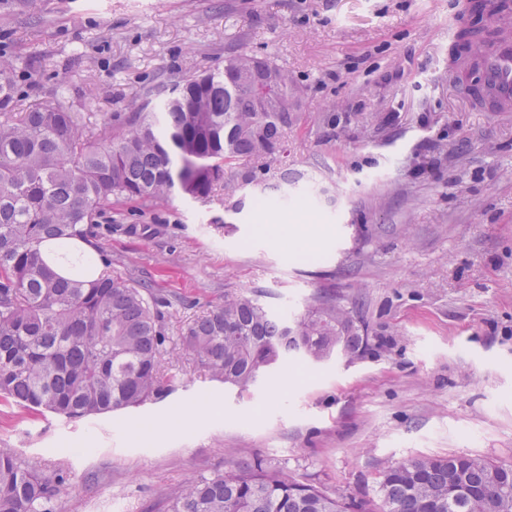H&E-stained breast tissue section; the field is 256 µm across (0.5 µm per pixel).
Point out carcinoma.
I'll return each mask as SVG.
<instances>
[{
	"instance_id": "carcinoma-1",
	"label": "carcinoma",
	"mask_w": 512,
	"mask_h": 512,
	"mask_svg": "<svg viewBox=\"0 0 512 512\" xmlns=\"http://www.w3.org/2000/svg\"><path fill=\"white\" fill-rule=\"evenodd\" d=\"M484 27L460 33L472 51ZM274 70L283 94L300 92L287 69L246 51L224 67L184 76L161 112L150 101L96 131L57 90L18 111L17 62L0 56V397L27 411L69 419L159 399L165 342L163 304L141 285L103 274L62 278L40 255L47 238L84 239L122 201L198 200L221 186L230 198L266 181L294 112H255L230 83L233 71ZM183 348L207 373L242 390L298 358L320 362L338 350L360 356L368 327L327 293L288 318L236 294L190 323ZM32 459L0 451V512H55L65 483ZM379 512H512V465L464 454L423 456L384 471ZM163 512H374L364 501L271 472L259 459L188 482Z\"/></svg>"
}]
</instances>
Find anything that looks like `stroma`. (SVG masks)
<instances>
[{"label":"stroma","mask_w":512,"mask_h":512,"mask_svg":"<svg viewBox=\"0 0 512 512\" xmlns=\"http://www.w3.org/2000/svg\"><path fill=\"white\" fill-rule=\"evenodd\" d=\"M457 0H0V53L27 101L63 90L83 120L246 49L286 68L300 121L247 189L120 202L90 239L105 272L163 301L162 400L79 421L0 400V451L67 481L58 512H161L189 481L260 459L379 508L381 473L471 454L512 464V112L471 109L448 78ZM335 113L328 125L327 113ZM309 224L320 242L267 236ZM329 293L369 327L361 358L299 361L242 391L181 347L228 294L305 313ZM194 409L189 427H168Z\"/></svg>","instance_id":"1"}]
</instances>
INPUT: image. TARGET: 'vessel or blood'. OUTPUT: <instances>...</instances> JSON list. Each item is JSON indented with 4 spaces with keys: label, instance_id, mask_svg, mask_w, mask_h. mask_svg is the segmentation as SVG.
I'll return each mask as SVG.
<instances>
[{
    "label": "vessel or blood",
    "instance_id": "b4317fda",
    "mask_svg": "<svg viewBox=\"0 0 512 512\" xmlns=\"http://www.w3.org/2000/svg\"><path fill=\"white\" fill-rule=\"evenodd\" d=\"M491 13L494 36L474 59L449 63L448 75L459 80L468 69H476L484 90L477 109L484 112H512V0H486Z\"/></svg>",
    "mask_w": 512,
    "mask_h": 512
}]
</instances>
